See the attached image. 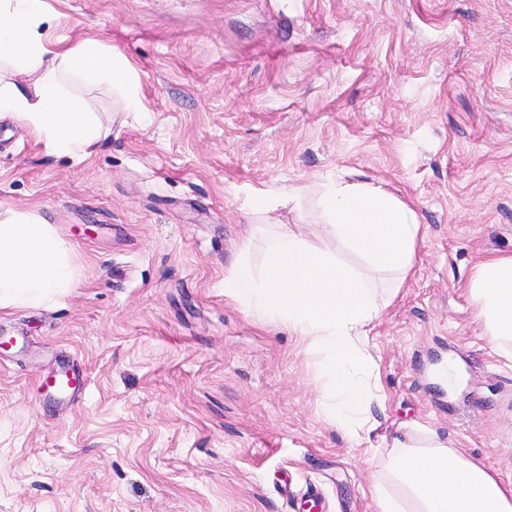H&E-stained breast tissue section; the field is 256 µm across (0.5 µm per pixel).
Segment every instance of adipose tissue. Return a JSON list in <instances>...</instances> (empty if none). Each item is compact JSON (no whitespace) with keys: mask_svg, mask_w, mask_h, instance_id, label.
I'll list each match as a JSON object with an SVG mask.
<instances>
[{"mask_svg":"<svg viewBox=\"0 0 512 512\" xmlns=\"http://www.w3.org/2000/svg\"><path fill=\"white\" fill-rule=\"evenodd\" d=\"M48 20L43 0H0V117L23 122L47 154L81 161L107 129L66 83L108 87L134 112L137 74L97 40L47 41ZM309 204L325 236L358 265L271 228L270 213L300 214ZM246 207L259 220L264 264L255 268L250 246H243L224 275L225 296L246 316L300 336L318 358L321 416L347 439L369 440L370 410L383 394L366 336L412 271L422 239L415 210L382 185L343 173L312 187L255 192ZM75 253L35 212L0 209V310L61 304L79 280ZM467 288L485 335L511 359L512 255L479 261ZM373 493L377 512H512V485L434 431L391 439Z\"/></svg>","mask_w":512,"mask_h":512,"instance_id":"ef3b65f1","label":"adipose tissue"}]
</instances>
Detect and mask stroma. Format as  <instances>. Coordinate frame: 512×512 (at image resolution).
<instances>
[{
	"label": "stroma",
	"mask_w": 512,
	"mask_h": 512,
	"mask_svg": "<svg viewBox=\"0 0 512 512\" xmlns=\"http://www.w3.org/2000/svg\"><path fill=\"white\" fill-rule=\"evenodd\" d=\"M44 3L48 40L134 67L139 109L70 84L112 123L80 163L0 119V206L36 210L82 266L61 306L0 313V512H306L312 485L326 512H376L386 439L425 430L512 484V361L467 290L512 254V0ZM339 172L424 226L369 328L384 399L359 444L319 416L304 342L224 294L244 244L262 260L248 195ZM67 365L86 391L48 398Z\"/></svg>",
	"instance_id": "35a3bbf8"
}]
</instances>
